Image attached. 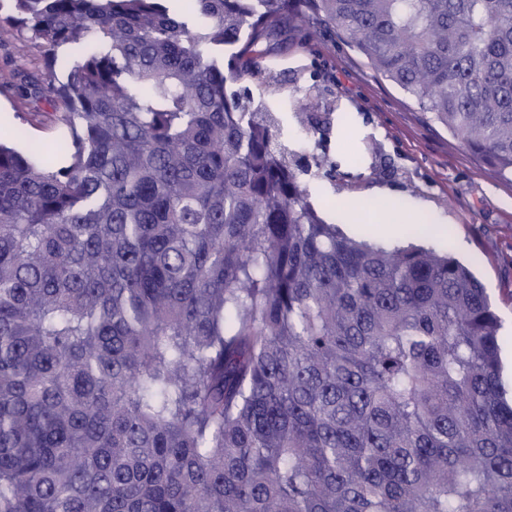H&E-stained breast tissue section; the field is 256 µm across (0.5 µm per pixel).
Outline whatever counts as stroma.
<instances>
[{
	"label": "stroma",
	"mask_w": 512,
	"mask_h": 512,
	"mask_svg": "<svg viewBox=\"0 0 512 512\" xmlns=\"http://www.w3.org/2000/svg\"><path fill=\"white\" fill-rule=\"evenodd\" d=\"M318 29L315 36L293 32L287 50L271 55L282 84L265 95L303 162L318 154L334 165L331 174L306 179L312 202L347 236L384 245L415 238L412 216L435 227V234L415 239L451 251L485 286L502 321L504 377L512 379V183L473 158L328 24ZM45 71L31 35L0 43V131L23 152L55 137L49 103L20 98L17 90L25 75ZM312 84L324 90L329 109L314 116L319 142L310 151L283 101L295 87ZM387 224L398 227L397 236L383 234Z\"/></svg>",
	"instance_id": "obj_1"
}]
</instances>
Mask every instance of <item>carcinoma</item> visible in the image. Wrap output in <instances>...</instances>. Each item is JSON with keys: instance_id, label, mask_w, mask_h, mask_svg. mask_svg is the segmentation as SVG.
Listing matches in <instances>:
<instances>
[{"instance_id": "1", "label": "carcinoma", "mask_w": 512, "mask_h": 512, "mask_svg": "<svg viewBox=\"0 0 512 512\" xmlns=\"http://www.w3.org/2000/svg\"><path fill=\"white\" fill-rule=\"evenodd\" d=\"M9 2L62 136L0 140V512H512L486 288L326 222L280 118L227 94L326 22L512 182V0Z\"/></svg>"}]
</instances>
